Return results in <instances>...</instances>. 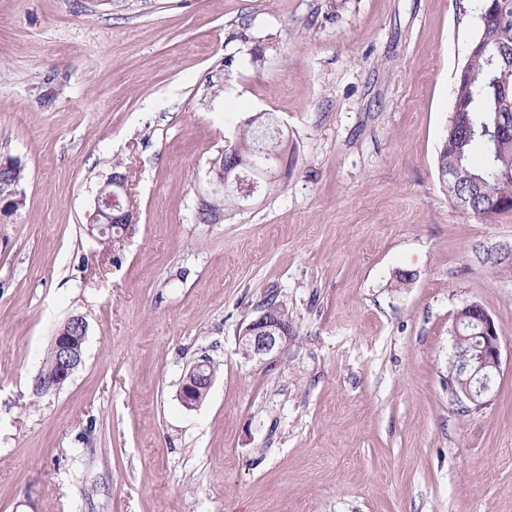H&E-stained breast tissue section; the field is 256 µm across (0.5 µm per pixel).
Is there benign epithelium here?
I'll return each mask as SVG.
<instances>
[{
  "mask_svg": "<svg viewBox=\"0 0 512 512\" xmlns=\"http://www.w3.org/2000/svg\"><path fill=\"white\" fill-rule=\"evenodd\" d=\"M494 45L500 51V56L508 54L506 42L484 31L474 40L468 49V54L483 56L488 47ZM500 83V112L502 120L495 126L492 134L494 137L512 135V122L507 117L512 116V69H502L499 76ZM209 193L214 194L226 190L235 185V179L231 178V172H213L209 179ZM476 325L480 329L478 353L472 355L460 348H454L458 380L453 382L455 393L463 395L466 399L476 402L490 390L491 379L495 378L501 366V336L496 325L486 311L478 303H470L463 306L456 314L455 334H460V329L470 325ZM87 322L82 315H74L68 319L54 336L55 354L54 371L50 375H37L35 389L43 394L57 391L64 385L82 363L83 346L86 340ZM291 326L283 314L270 311L258 313L239 332L238 348L243 357L248 360H262L265 357L280 351L290 339ZM206 359L201 358L193 363L182 378L179 398L187 408L197 406L200 395L207 392L213 382L209 376Z\"/></svg>",
  "mask_w": 512,
  "mask_h": 512,
  "instance_id": "7a95c632",
  "label": "benign epithelium"
}]
</instances>
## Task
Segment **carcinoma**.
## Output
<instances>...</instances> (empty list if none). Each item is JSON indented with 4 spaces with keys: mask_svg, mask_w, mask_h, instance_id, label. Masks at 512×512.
Segmentation results:
<instances>
[{
    "mask_svg": "<svg viewBox=\"0 0 512 512\" xmlns=\"http://www.w3.org/2000/svg\"><path fill=\"white\" fill-rule=\"evenodd\" d=\"M467 12L475 16L482 29L502 28L512 33V0L500 16L488 12V0H468ZM471 66L484 78L474 86L454 91V104L462 106L464 111L451 113V118L458 121L457 129L444 139L438 169L442 175L448 169V161L458 159L474 180L454 183L445 178L442 180L444 189L456 204L462 198L473 197L474 205L464 213L491 224L506 212L499 203L512 200V138L496 140L481 134L482 126L491 125L498 118V73L483 57L473 60ZM280 138L277 121L266 113L259 123H244L236 137L225 142L224 154L229 157L233 172L252 180L262 179L270 185L271 178L259 164L264 161L270 167L277 166L274 144ZM23 178V169L19 166L12 173H1L0 197L9 199V192L18 188ZM240 201L237 194L228 191L213 194L207 198L205 211L197 214V220L209 224L235 210Z\"/></svg>",
    "mask_w": 512,
    "mask_h": 512,
    "instance_id": "obj_1",
    "label": "carcinoma"
}]
</instances>
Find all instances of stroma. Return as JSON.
<instances>
[{"label":"stroma","mask_w":512,"mask_h":512,"mask_svg":"<svg viewBox=\"0 0 512 512\" xmlns=\"http://www.w3.org/2000/svg\"><path fill=\"white\" fill-rule=\"evenodd\" d=\"M465 3L0 0V156L25 173L0 225V512H512V263L492 261L512 211L463 213L437 166L480 33ZM260 111L278 190L198 223ZM118 163L137 219L104 246L87 227ZM271 293L292 338L244 359ZM471 302L503 339L479 405L448 387ZM77 314L83 361L38 395ZM206 358H201L193 363L182 378L179 398L186 408L196 407L200 401L199 395H203L210 389L213 378L209 376Z\"/></svg>","instance_id":"stroma-1"}]
</instances>
